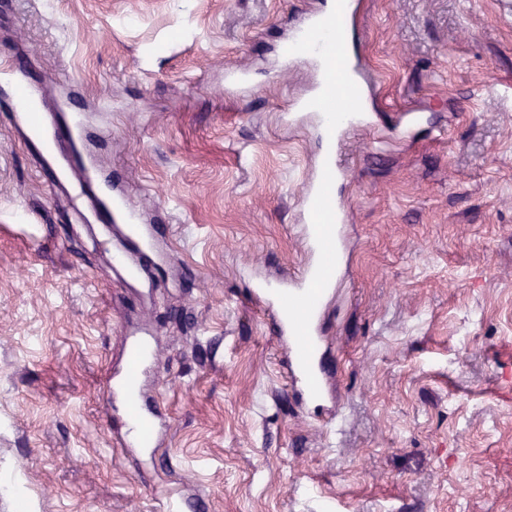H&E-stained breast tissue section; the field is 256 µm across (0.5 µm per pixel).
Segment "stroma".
<instances>
[{
	"mask_svg": "<svg viewBox=\"0 0 512 512\" xmlns=\"http://www.w3.org/2000/svg\"><path fill=\"white\" fill-rule=\"evenodd\" d=\"M321 2L0 0V512H161L172 490L198 512H512V0H362L373 125L339 151L327 423L249 300L304 259L324 138L281 116L317 74L277 48ZM18 82L45 121L87 113L160 229L151 276L43 170ZM138 338L156 444L120 448L102 392Z\"/></svg>",
	"mask_w": 512,
	"mask_h": 512,
	"instance_id": "obj_1",
	"label": "stroma"
}]
</instances>
